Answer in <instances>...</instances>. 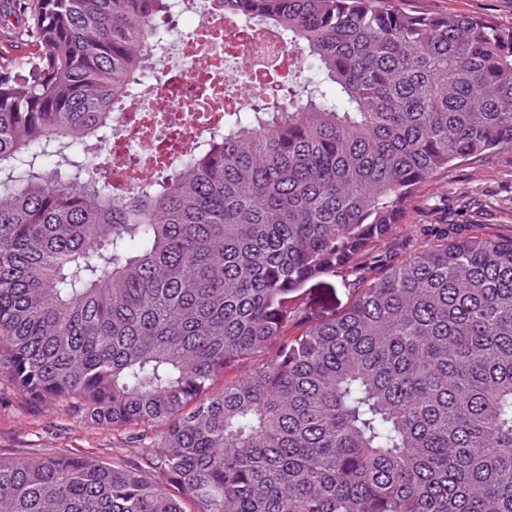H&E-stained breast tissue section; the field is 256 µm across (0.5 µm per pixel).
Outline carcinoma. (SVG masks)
Listing matches in <instances>:
<instances>
[{
	"label": "carcinoma",
	"instance_id": "1",
	"mask_svg": "<svg viewBox=\"0 0 512 512\" xmlns=\"http://www.w3.org/2000/svg\"><path fill=\"white\" fill-rule=\"evenodd\" d=\"M29 2L0 65V387L148 458L0 457V512H512V234L384 254L418 189L512 148V27L216 0L300 57L288 105L124 197L93 146L166 0ZM338 273L349 304L313 313Z\"/></svg>",
	"mask_w": 512,
	"mask_h": 512
}]
</instances>
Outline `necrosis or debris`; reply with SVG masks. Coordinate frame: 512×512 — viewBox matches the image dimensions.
<instances>
[{"instance_id":"necrosis-or-debris-1","label":"necrosis or debris","mask_w":512,"mask_h":512,"mask_svg":"<svg viewBox=\"0 0 512 512\" xmlns=\"http://www.w3.org/2000/svg\"><path fill=\"white\" fill-rule=\"evenodd\" d=\"M178 27L163 55L146 53L145 74L162 72V85L143 84L130 102L116 105L112 179L130 191L153 179L157 153L171 143L191 148L223 130L224 115L270 94L292 55L274 29L253 20H223L203 0H177Z\"/></svg>"}]
</instances>
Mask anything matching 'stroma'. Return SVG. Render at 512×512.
I'll list each match as a JSON object with an SVG mask.
<instances>
[{
    "mask_svg": "<svg viewBox=\"0 0 512 512\" xmlns=\"http://www.w3.org/2000/svg\"><path fill=\"white\" fill-rule=\"evenodd\" d=\"M391 6L417 14L470 15L512 26V0H390ZM453 227L458 234H512V149L490 154L480 163H460L419 189L387 244L401 257L426 235ZM89 453L112 463L142 464L144 449L128 446L119 431L94 427L67 408L30 406L0 392V457Z\"/></svg>",
    "mask_w": 512,
    "mask_h": 512,
    "instance_id": "35a3bbf8",
    "label": "stroma"
}]
</instances>
